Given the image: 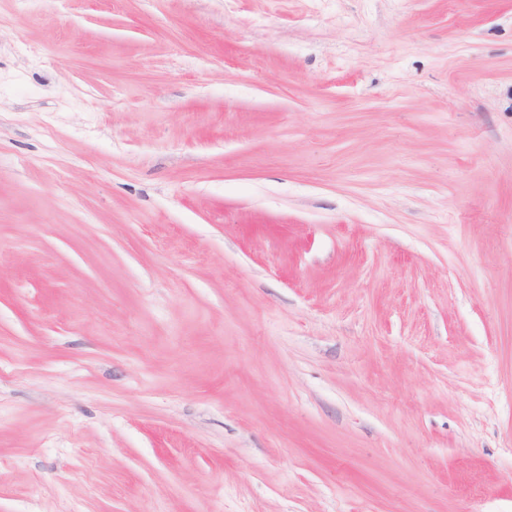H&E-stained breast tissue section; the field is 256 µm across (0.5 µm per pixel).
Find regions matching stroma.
Returning <instances> with one entry per match:
<instances>
[{
  "label": "stroma",
  "mask_w": 512,
  "mask_h": 512,
  "mask_svg": "<svg viewBox=\"0 0 512 512\" xmlns=\"http://www.w3.org/2000/svg\"><path fill=\"white\" fill-rule=\"evenodd\" d=\"M0 512H512V0H0Z\"/></svg>",
  "instance_id": "1"
}]
</instances>
